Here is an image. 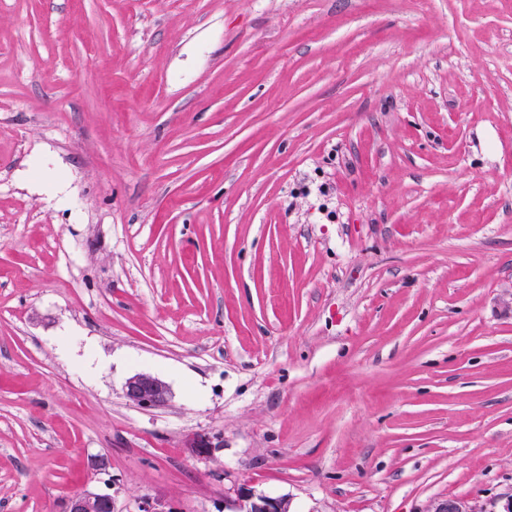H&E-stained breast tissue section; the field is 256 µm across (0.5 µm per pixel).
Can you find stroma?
Returning <instances> with one entry per match:
<instances>
[{
	"instance_id": "35a3bbf8",
	"label": "stroma",
	"mask_w": 512,
	"mask_h": 512,
	"mask_svg": "<svg viewBox=\"0 0 512 512\" xmlns=\"http://www.w3.org/2000/svg\"><path fill=\"white\" fill-rule=\"evenodd\" d=\"M243 486L512 498V0H0V512ZM125 398L132 404L154 408L164 406L170 397L168 384L148 373H136L124 385ZM66 512H114V499L110 494L82 492L67 500Z\"/></svg>"
}]
</instances>
